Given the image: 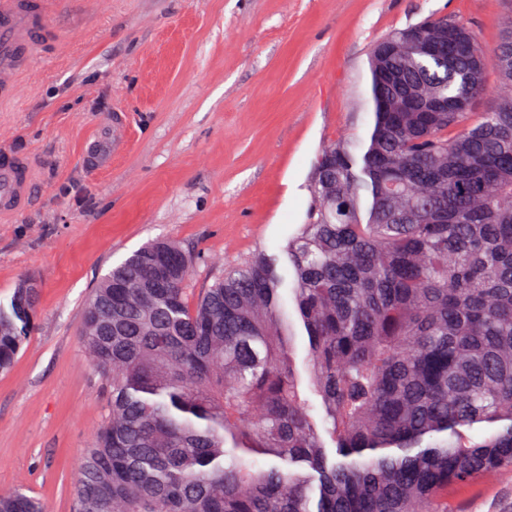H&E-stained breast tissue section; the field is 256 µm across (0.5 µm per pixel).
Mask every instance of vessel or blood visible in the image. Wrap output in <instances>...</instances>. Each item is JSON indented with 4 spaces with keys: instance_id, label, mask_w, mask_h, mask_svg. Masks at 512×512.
Wrapping results in <instances>:
<instances>
[{
    "instance_id": "b4317fda",
    "label": "vessel or blood",
    "mask_w": 512,
    "mask_h": 512,
    "mask_svg": "<svg viewBox=\"0 0 512 512\" xmlns=\"http://www.w3.org/2000/svg\"><path fill=\"white\" fill-rule=\"evenodd\" d=\"M55 0H0V72L28 66L31 36L46 30V19ZM29 182L26 162L0 155V215L17 212L25 201Z\"/></svg>"
}]
</instances>
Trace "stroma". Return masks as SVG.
I'll return each mask as SVG.
<instances>
[{
    "instance_id": "stroma-1",
    "label": "stroma",
    "mask_w": 512,
    "mask_h": 512,
    "mask_svg": "<svg viewBox=\"0 0 512 512\" xmlns=\"http://www.w3.org/2000/svg\"><path fill=\"white\" fill-rule=\"evenodd\" d=\"M507 0H63L0 107V152L28 159L21 211L0 217V300L39 281L36 327L0 374V492L73 512L110 386L82 338L98 281L154 239L194 258L203 291L225 266L278 253L306 220L322 148L367 137L369 52L432 18L494 49ZM455 512H512V472Z\"/></svg>"
}]
</instances>
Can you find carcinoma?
<instances>
[{"label":"carcinoma","mask_w":512,"mask_h":512,"mask_svg":"<svg viewBox=\"0 0 512 512\" xmlns=\"http://www.w3.org/2000/svg\"><path fill=\"white\" fill-rule=\"evenodd\" d=\"M452 25L451 58L410 43L371 77L368 138L322 149L305 224L280 254L257 251L198 294L175 241L102 277L82 335L111 413L83 456L75 512H448L451 494L512 470V44L489 54ZM490 69L489 112L397 111L405 97L474 101ZM36 303L22 282L0 302V373ZM482 423L495 429L462 431ZM0 512L45 508L14 491Z\"/></svg>","instance_id":"carcinoma-1"}]
</instances>
